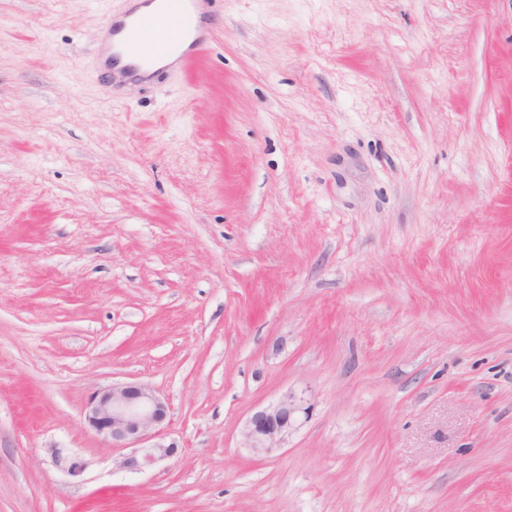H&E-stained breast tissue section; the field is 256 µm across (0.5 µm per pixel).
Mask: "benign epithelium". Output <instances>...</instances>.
I'll use <instances>...</instances> for the list:
<instances>
[{
    "label": "benign epithelium",
    "mask_w": 512,
    "mask_h": 512,
    "mask_svg": "<svg viewBox=\"0 0 512 512\" xmlns=\"http://www.w3.org/2000/svg\"><path fill=\"white\" fill-rule=\"evenodd\" d=\"M304 410V399L293 392L281 394L254 412L244 433L247 447L256 454L277 449ZM169 405L150 385L126 382L96 393L88 402L85 421L114 448L133 447L121 466L142 471L173 457L178 445L166 440Z\"/></svg>",
    "instance_id": "obj_1"
}]
</instances>
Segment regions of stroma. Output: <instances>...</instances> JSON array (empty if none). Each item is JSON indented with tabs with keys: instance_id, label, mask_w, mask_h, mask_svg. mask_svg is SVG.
<instances>
[{
	"instance_id": "obj_1",
	"label": "stroma",
	"mask_w": 512,
	"mask_h": 512,
	"mask_svg": "<svg viewBox=\"0 0 512 512\" xmlns=\"http://www.w3.org/2000/svg\"><path fill=\"white\" fill-rule=\"evenodd\" d=\"M209 29L119 83L98 0H0V512H512V0ZM128 381L140 472L84 420ZM168 417V403L142 382L113 384L93 395L85 412L88 426L112 447L133 448L121 466L136 472L176 454L177 443L168 442L164 433ZM140 444L146 445L133 447ZM304 399L293 392H284L268 406L250 417L244 433L247 447L255 454H268L279 448L288 431L304 410Z\"/></svg>"
}]
</instances>
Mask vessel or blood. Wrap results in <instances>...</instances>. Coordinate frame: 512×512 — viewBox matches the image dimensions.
<instances>
[{
	"label": "vessel or blood",
	"mask_w": 512,
	"mask_h": 512,
	"mask_svg": "<svg viewBox=\"0 0 512 512\" xmlns=\"http://www.w3.org/2000/svg\"><path fill=\"white\" fill-rule=\"evenodd\" d=\"M155 7L145 12L128 9L107 13L106 26L114 41L112 56L117 69L134 82H149L155 77L154 63L179 57L188 60L207 45L210 34L205 0H154Z\"/></svg>",
	"instance_id": "1"
}]
</instances>
